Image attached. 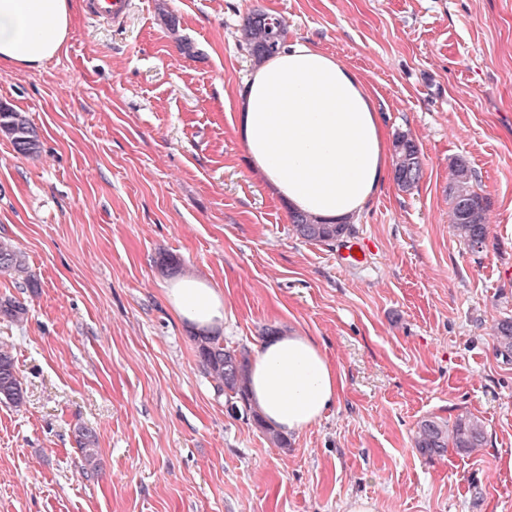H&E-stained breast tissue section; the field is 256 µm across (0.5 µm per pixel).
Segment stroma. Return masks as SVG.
Instances as JSON below:
<instances>
[{
  "label": "stroma",
  "instance_id": "stroma-1",
  "mask_svg": "<svg viewBox=\"0 0 512 512\" xmlns=\"http://www.w3.org/2000/svg\"><path fill=\"white\" fill-rule=\"evenodd\" d=\"M77 3L59 56L0 68V103L40 142L25 156L0 135V238L31 274L0 276V298L28 308L0 319L27 395L0 403V512H512V360L493 339L512 318V0H132L119 26ZM257 6L351 70L389 136L424 154L415 187L386 177L332 246L297 236L235 131ZM458 157L491 203L478 251L449 223ZM362 239L371 253L346 263ZM163 254L223 293L226 346L313 337L339 403L284 448L231 412L167 302ZM462 414L484 448H415L421 420ZM79 426L98 435L97 472ZM75 438L79 448L81 449L85 466L90 470H95L98 464V438L96 432L90 427L80 426L75 431Z\"/></svg>",
  "mask_w": 512,
  "mask_h": 512
}]
</instances>
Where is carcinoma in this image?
Instances as JSON below:
<instances>
[{
    "label": "carcinoma",
    "mask_w": 512,
    "mask_h": 512,
    "mask_svg": "<svg viewBox=\"0 0 512 512\" xmlns=\"http://www.w3.org/2000/svg\"><path fill=\"white\" fill-rule=\"evenodd\" d=\"M245 49L259 61L278 53L284 46L287 23L279 15L261 8H254L247 15L242 28ZM0 133L8 136L16 149L33 153L38 148L37 135L23 113L0 104ZM393 178L405 190L411 189L422 174V150L415 140L400 135L395 140ZM473 173L466 159L452 162V179L448 185L450 224L456 236L471 248H481L487 238L486 213L490 208L487 197L478 193L472 184ZM292 223L299 237L307 242L331 246L352 234L350 224H325L303 214L292 215ZM22 255L10 244L0 240V275L23 273ZM28 310L12 299H0V317L11 322H21ZM496 351L505 358L512 357V319L499 321L493 329ZM193 341L200 371L214 383L217 393L224 396L231 411L238 403L249 404L248 375L250 351L224 345L220 338L211 334H194ZM0 403L20 409L26 404V390L18 379L12 348L0 344ZM76 442L81 449L85 466L97 468L96 432L87 426L75 431ZM487 433L476 418L465 415L453 425L430 417L419 422L415 448L427 456L441 455L453 448L457 452L473 453L484 447Z\"/></svg>",
    "instance_id": "1"
}]
</instances>
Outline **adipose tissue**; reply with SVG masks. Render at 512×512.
<instances>
[{
	"instance_id": "ef3b65f1",
	"label": "adipose tissue",
	"mask_w": 512,
	"mask_h": 512,
	"mask_svg": "<svg viewBox=\"0 0 512 512\" xmlns=\"http://www.w3.org/2000/svg\"><path fill=\"white\" fill-rule=\"evenodd\" d=\"M75 0H0V67L36 68L64 48ZM236 132L252 173L291 211L344 224L376 195L393 158L367 86L335 57L297 41L263 59L236 99ZM201 333L225 318L223 294L179 279L166 290ZM343 382L321 347L295 331L268 337L253 359L249 398L266 424L299 433L335 405Z\"/></svg>"
}]
</instances>
